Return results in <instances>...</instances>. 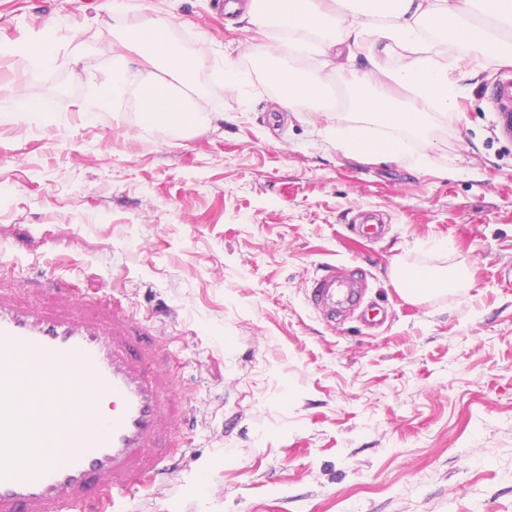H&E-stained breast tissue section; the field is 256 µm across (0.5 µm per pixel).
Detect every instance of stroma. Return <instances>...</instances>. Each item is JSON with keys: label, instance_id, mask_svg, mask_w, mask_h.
I'll return each mask as SVG.
<instances>
[{"label": "stroma", "instance_id": "35a3bbf8", "mask_svg": "<svg viewBox=\"0 0 512 512\" xmlns=\"http://www.w3.org/2000/svg\"><path fill=\"white\" fill-rule=\"evenodd\" d=\"M105 0H0V45L55 25L51 67L0 64L37 87L0 123V291L150 321L182 391L166 416L172 474L112 512H512V140L494 128L487 64L414 172L362 163L275 109L247 54L262 37L218 0H134L171 23L224 122L187 139L142 127L134 96L85 118L87 76L123 53ZM248 74L241 90L224 69ZM383 215L375 239L351 231ZM363 274L387 311L367 327L306 301L326 265ZM466 270L406 300L394 267ZM39 103L40 95L35 86L28 85L20 96L18 112L8 113L7 115H0V121L2 122L4 119H10L15 122L21 121L27 117V112H31L37 108Z\"/></svg>", "mask_w": 512, "mask_h": 512}]
</instances>
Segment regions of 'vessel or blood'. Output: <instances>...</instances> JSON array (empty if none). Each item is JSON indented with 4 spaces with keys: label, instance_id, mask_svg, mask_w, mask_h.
Here are the masks:
<instances>
[{
    "label": "vessel or blood",
    "instance_id": "vessel-or-blood-1",
    "mask_svg": "<svg viewBox=\"0 0 512 512\" xmlns=\"http://www.w3.org/2000/svg\"><path fill=\"white\" fill-rule=\"evenodd\" d=\"M500 135L512 138V71L486 89ZM364 282L338 267L314 274L307 297L327 319L358 307ZM119 315L59 317L0 298V512H110L166 471L162 416L179 398ZM111 400V413L99 409Z\"/></svg>",
    "mask_w": 512,
    "mask_h": 512
}]
</instances>
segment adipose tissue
Returning a JSON list of instances; mask_svg holds the SVG:
<instances>
[{"label":"adipose tissue","instance_id":"obj_1","mask_svg":"<svg viewBox=\"0 0 512 512\" xmlns=\"http://www.w3.org/2000/svg\"><path fill=\"white\" fill-rule=\"evenodd\" d=\"M109 5L133 55L118 56L96 83L92 108H108L133 88L142 125L181 134L210 123L199 95L187 92L208 46L186 54L166 18L140 21L128 0ZM226 10L276 30L249 53L278 86L279 106L298 117L320 114L319 135L359 161L426 167L429 132L453 119L464 83L486 63L512 66V0H229ZM437 42L456 50L452 64L431 57ZM312 53L320 58L316 71L304 64ZM392 56L398 64L384 66ZM329 69L352 89L343 103L335 101Z\"/></svg>","mask_w":512,"mask_h":512}]
</instances>
